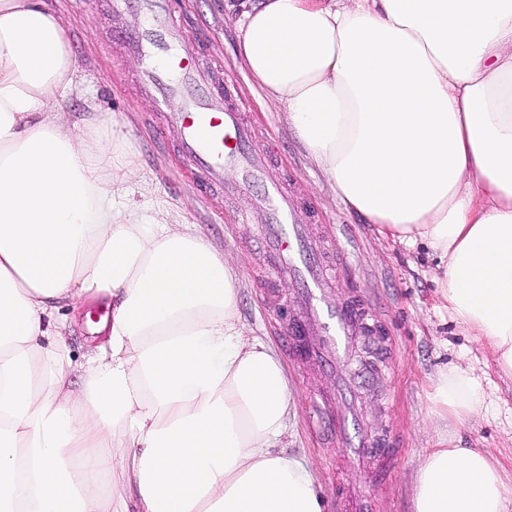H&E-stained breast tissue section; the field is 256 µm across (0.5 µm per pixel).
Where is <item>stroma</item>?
<instances>
[{"label": "stroma", "mask_w": 512, "mask_h": 512, "mask_svg": "<svg viewBox=\"0 0 512 512\" xmlns=\"http://www.w3.org/2000/svg\"><path fill=\"white\" fill-rule=\"evenodd\" d=\"M46 2L66 27L79 75L101 108L98 122L91 124L83 99L72 100L67 117L76 134L108 142L113 123L125 124L121 148L139 162L127 196L135 202L141 222L195 225L225 260L243 271L238 313L249 337L280 348L277 307L295 302L299 286L285 279L267 281L268 260L255 245L265 222L263 212L255 208L252 194L241 187L239 173L232 168L224 172L223 193L205 205L175 149V129L167 130L163 143L153 136L163 121L138 88L141 59L102 53L115 29H140L141 15L133 10L111 12L108 0ZM173 8L194 46L200 74L207 78L220 71L229 98L247 101L258 146L274 155V173L284 179L289 198L310 214L314 235L332 265L330 283L337 303L365 295L386 335L376 369L363 367V337H354L347 352L349 364L364 372L347 381L354 409L351 433L365 442L391 434L398 443L389 462L391 477L372 500L371 512H413L416 472L443 434L465 447L491 452L512 472V381L497 373L483 342L464 333L438 302V257L421 246L384 237L376 225L350 214L334 196L289 127L284 108L264 97L242 64L239 13L229 0H173ZM244 211L251 218L242 223L238 215ZM455 367L468 369L478 380L481 400L467 425L448 428L431 411L429 382ZM287 369L296 411L285 441L314 471L325 512H336L332 485L343 483L354 497L364 496L380 463L370 456L354 458L349 448L326 442L313 425L312 403L334 396L333 379L308 364L291 362Z\"/></svg>", "instance_id": "35a3bbf8"}]
</instances>
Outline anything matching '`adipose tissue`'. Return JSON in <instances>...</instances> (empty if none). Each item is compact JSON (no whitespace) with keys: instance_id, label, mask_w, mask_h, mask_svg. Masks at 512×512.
Instances as JSON below:
<instances>
[{"instance_id":"ef3b65f1","label":"adipose tissue","mask_w":512,"mask_h":512,"mask_svg":"<svg viewBox=\"0 0 512 512\" xmlns=\"http://www.w3.org/2000/svg\"><path fill=\"white\" fill-rule=\"evenodd\" d=\"M239 57L333 192L443 264L442 302L512 380V0H241ZM86 88L45 0H0V512H324L283 452L288 377L240 270L123 203L133 169L65 119ZM70 308V318L60 311ZM102 309L74 360L66 340ZM466 370L429 400L465 425ZM479 448H433L414 512H507Z\"/></svg>"}]
</instances>
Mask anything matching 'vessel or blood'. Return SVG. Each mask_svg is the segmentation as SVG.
<instances>
[{
	"label": "vessel or blood",
	"instance_id": "obj_1",
	"mask_svg": "<svg viewBox=\"0 0 512 512\" xmlns=\"http://www.w3.org/2000/svg\"><path fill=\"white\" fill-rule=\"evenodd\" d=\"M112 8H134L145 18L142 29L114 32L112 43L146 60L139 88L166 125L177 128L178 151L192 166L199 191L208 195L223 188L224 169L233 165L268 206L270 222L260 229L259 246L273 260L277 276L301 284L305 301V317L281 322L290 358L335 368L352 337L371 331L365 300L344 307L331 300L329 276L308 224L292 212L280 181L271 177L273 159L256 150L254 130L241 106L226 107L223 84L199 78L171 0H112ZM174 99L180 101V111H169ZM313 419L328 439L344 440L349 431L347 413L326 400L314 402Z\"/></svg>",
	"mask_w": 512,
	"mask_h": 512
}]
</instances>
